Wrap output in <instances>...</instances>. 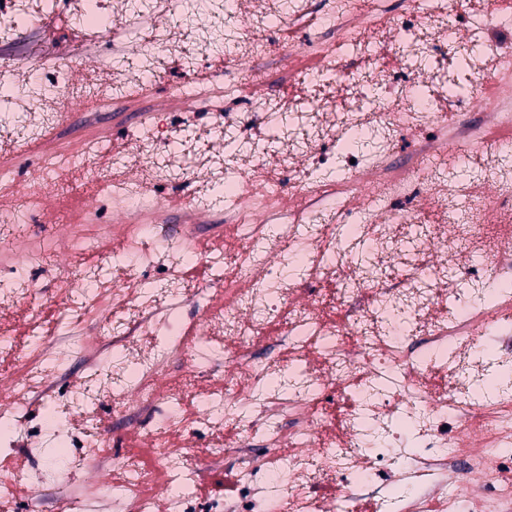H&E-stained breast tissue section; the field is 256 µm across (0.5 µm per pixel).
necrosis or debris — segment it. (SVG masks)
I'll return each mask as SVG.
<instances>
[{
	"instance_id": "obj_1",
	"label": "necrosis or debris",
	"mask_w": 512,
	"mask_h": 512,
	"mask_svg": "<svg viewBox=\"0 0 512 512\" xmlns=\"http://www.w3.org/2000/svg\"><path fill=\"white\" fill-rule=\"evenodd\" d=\"M190 0H0V39L17 41L40 19L62 15L112 49L105 78L78 82L41 51L0 58V101L13 118L0 125V254L16 259L0 285V308H25L29 323L44 261L60 269L54 306L60 338L31 331L18 343L0 322V454L15 456L13 437L37 442L59 413L70 427L62 456L43 465L0 466V497L33 484L38 468L68 486L57 512L109 501L118 512H512V336L501 334L512 311V147L493 146L486 130L512 131V54L487 32L500 29L503 0H411L395 25L374 26L371 9L351 0H292L291 14L325 16L303 49L320 56L346 50L362 71L325 66L322 87L287 102L255 88L257 59L283 54L272 36L289 14L273 0H205L197 27L185 26ZM232 45L222 94L192 79L214 63L215 42ZM186 81L174 92L180 112H208L211 124L169 122L142 107L123 135L128 151L101 175L94 158L31 145L56 127L74 103L138 102L156 81L167 53ZM276 130L277 150L257 142L235 149L243 128ZM369 134L372 157L391 154L396 136L415 137L409 163L378 168L343 150L352 132ZM340 148L337 171H315L321 141ZM485 151L483 167L463 182L441 162L452 143ZM294 171L290 208L279 171ZM82 179L93 192L85 211L53 200ZM161 182H185V216L166 220ZM441 214L425 223L424 208ZM224 211L225 247L203 253L192 240ZM51 234L35 238L33 223ZM117 236L113 261L122 278L72 266L70 255L95 239ZM154 252L143 249L146 241ZM150 262L158 281L140 268ZM212 272L198 289V310L179 314L182 267ZM342 282L337 296L311 283ZM102 315L113 353L90 379L51 391L52 371L89 343L85 314ZM287 347L288 357L257 359L259 346ZM224 361L231 372L200 396L193 416L172 377L188 352ZM108 395L115 411L140 416L143 459L125 432L98 429L94 402ZM45 415L29 428L26 414ZM247 410L234 437L212 451L231 494L195 509L177 482L183 431L213 434L227 416ZM88 426L87 436L73 426ZM81 457L85 492L73 491L69 461Z\"/></svg>"
}]
</instances>
